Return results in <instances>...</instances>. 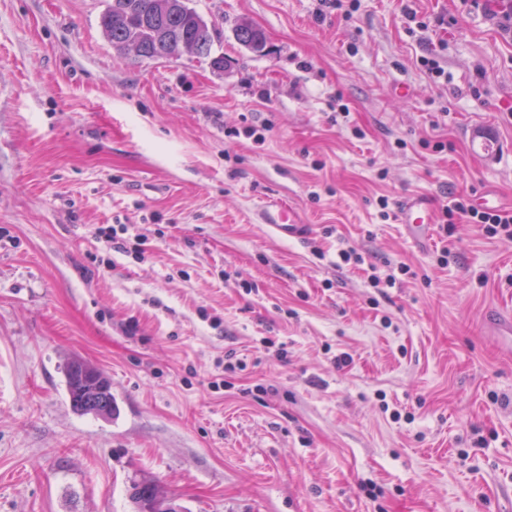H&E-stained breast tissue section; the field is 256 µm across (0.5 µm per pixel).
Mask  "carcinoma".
<instances>
[{
    "label": "carcinoma",
    "instance_id": "cac0c4a2",
    "mask_svg": "<svg viewBox=\"0 0 512 512\" xmlns=\"http://www.w3.org/2000/svg\"><path fill=\"white\" fill-rule=\"evenodd\" d=\"M101 27L119 53L128 46L138 47L137 56L142 59H169L180 54L183 42L195 46V55L210 59L215 69L225 65L224 56L212 55L213 30L208 23L187 3L165 10L161 0H107L100 17ZM237 41L252 53L264 56L268 43L262 39L263 31L254 24L242 21L235 29ZM65 386L72 410L81 415L110 419L115 412L112 386L102 388L88 376L82 361L71 360L65 370ZM134 504L154 497L159 485L152 480L133 482Z\"/></svg>",
    "mask_w": 512,
    "mask_h": 512
}]
</instances>
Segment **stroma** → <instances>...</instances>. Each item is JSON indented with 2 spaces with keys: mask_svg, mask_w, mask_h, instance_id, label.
<instances>
[{
  "mask_svg": "<svg viewBox=\"0 0 512 512\" xmlns=\"http://www.w3.org/2000/svg\"><path fill=\"white\" fill-rule=\"evenodd\" d=\"M106 3L0 0V512H132L143 477L187 512H512V345L485 330L512 309V239L459 215L418 246L377 204L512 211V21L190 0L218 71L119 57ZM275 198L305 238L258 223ZM112 224L145 262L96 239ZM71 355L110 378L111 420L72 410ZM263 34L265 33L259 27L246 21L237 24L235 29L237 41L252 53L259 56H264L268 53V43L266 39L262 41Z\"/></svg>",
  "mask_w": 512,
  "mask_h": 512,
  "instance_id": "stroma-1",
  "label": "stroma"
}]
</instances>
